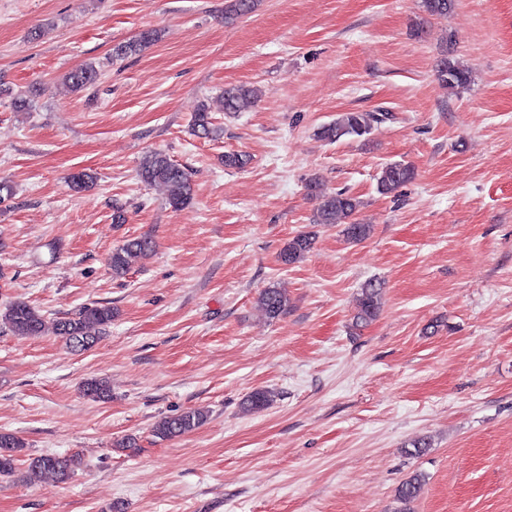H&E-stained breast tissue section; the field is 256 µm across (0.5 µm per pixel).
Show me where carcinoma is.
<instances>
[{
  "label": "carcinoma",
  "mask_w": 512,
  "mask_h": 512,
  "mask_svg": "<svg viewBox=\"0 0 512 512\" xmlns=\"http://www.w3.org/2000/svg\"><path fill=\"white\" fill-rule=\"evenodd\" d=\"M456 0H422L424 11L433 15H446L455 8ZM254 8V0H230L225 15L228 18L244 16ZM160 39L155 29H144L133 40L118 45L113 55L119 58L136 56L154 46ZM437 79L447 89L463 88L470 82V70L457 61L442 58L437 65ZM99 80V71L93 64H85L68 76L70 87L81 90L94 85ZM257 92L247 85H239L224 90V111L230 113L245 112L255 103ZM383 114L376 112H344L333 122L318 129L319 138L336 142L344 136L361 137L369 133L372 126L382 120ZM192 130L195 135L204 138L219 136L220 128L207 103L199 105L192 116ZM140 177L150 185H162L167 188V204L174 210H180L191 203L192 189L188 172L172 162L165 154L155 151L147 154L140 164ZM415 179V169L400 162L386 164L377 182V192L389 195L403 185ZM360 201L345 192L322 196L316 211L315 223L338 224L358 212ZM372 225L352 222L345 225L344 235L352 242L360 243L368 239ZM312 237L300 233L285 245L281 252V261L291 265L302 258L312 248ZM153 243L148 238H131L121 247L112 251L109 258L112 272L116 275L126 273L138 261L149 256ZM383 283L372 280L366 283L358 297L355 324L363 325L374 320L382 306ZM259 303L266 316L277 319L288 310V298L284 291L270 287L264 289ZM112 307L100 302L86 304L71 315L55 321L54 332L65 338L76 352L91 348L98 336L112 324ZM0 330L15 336H41L46 330V317L24 301L12 303L5 312L0 313ZM84 394L94 399L109 397L106 383L100 379H90L84 383ZM275 392L268 388L252 391L244 401V408L256 411L273 404ZM207 420V413L201 409H190L179 415L165 416L153 426V436L160 440L180 437ZM27 444L13 432L0 431V479H10L18 471V462L25 456ZM74 460L54 454H40L27 458V467L22 480L29 484L43 483L48 479L66 482L74 474ZM425 484V476L420 472L411 473L398 489V500L408 503L417 498Z\"/></svg>",
  "instance_id": "obj_1"
}]
</instances>
